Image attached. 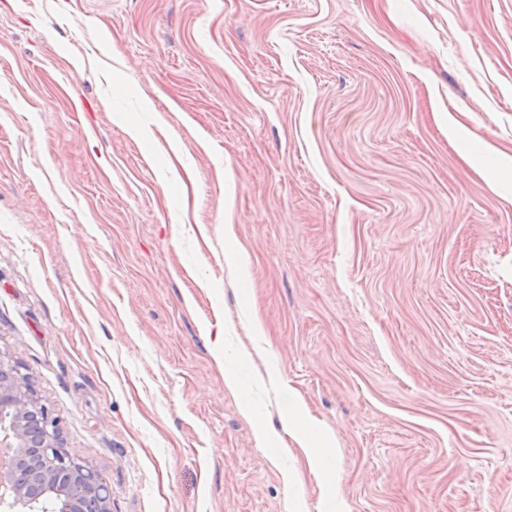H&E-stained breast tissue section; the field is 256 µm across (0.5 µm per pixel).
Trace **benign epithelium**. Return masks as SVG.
<instances>
[{
  "label": "benign epithelium",
  "mask_w": 512,
  "mask_h": 512,
  "mask_svg": "<svg viewBox=\"0 0 512 512\" xmlns=\"http://www.w3.org/2000/svg\"><path fill=\"white\" fill-rule=\"evenodd\" d=\"M0 407L10 416L0 427V447L15 449L10 464L0 463L3 512H34V503L46 496L53 512H111L108 485L64 448L58 417L2 352Z\"/></svg>",
  "instance_id": "1"
}]
</instances>
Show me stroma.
I'll return each mask as SVG.
<instances>
[{"label":"stroma","instance_id":"35a3bbf8","mask_svg":"<svg viewBox=\"0 0 512 512\" xmlns=\"http://www.w3.org/2000/svg\"><path fill=\"white\" fill-rule=\"evenodd\" d=\"M0 351L112 512H512V0H0ZM288 434L298 448H304L310 471L316 476L324 475L323 459L336 454V438L319 431L306 417L302 407L293 402L285 418Z\"/></svg>","mask_w":512,"mask_h":512}]
</instances>
